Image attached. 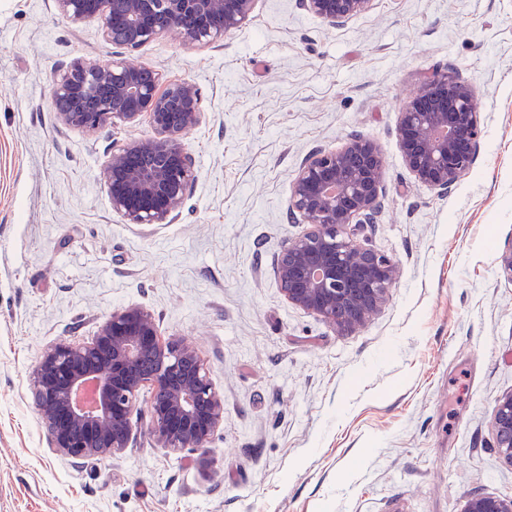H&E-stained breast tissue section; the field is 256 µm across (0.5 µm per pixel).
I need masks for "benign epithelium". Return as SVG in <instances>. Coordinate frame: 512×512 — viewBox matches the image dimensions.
<instances>
[{"mask_svg":"<svg viewBox=\"0 0 512 512\" xmlns=\"http://www.w3.org/2000/svg\"><path fill=\"white\" fill-rule=\"evenodd\" d=\"M256 0H55L77 27L91 17L103 40L134 52L165 33L210 44L245 25ZM373 0H301L332 27L367 12ZM53 105L60 123L94 133L108 123L148 115L153 134L112 151L106 166L112 210L129 224H170L198 177L184 143L202 118L191 80L162 81L154 69L116 58L58 66ZM405 166L421 184L452 192L476 161L480 113L471 86L453 66L437 72L399 113ZM385 164L377 145L353 136L340 149L318 150L292 183L288 211L311 230L287 241L276 277L289 303L321 317L337 332H353L385 304L398 278L388 256L345 235L351 224H375L385 194ZM153 361L149 377L143 360ZM150 384V433L164 448H204L224 421L217 392L197 352L177 340L160 342L153 315L140 306L112 312L94 339L46 349L30 378L41 421L56 451L77 460L117 455L129 444L136 395ZM492 430L498 454L512 465V390L497 401ZM464 512H512V498L473 495Z\"/></svg>","mask_w":512,"mask_h":512,"instance_id":"obj_1","label":"benign epithelium"}]
</instances>
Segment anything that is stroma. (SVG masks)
I'll list each match as a JSON object with an SVG mask.
<instances>
[{"label": "stroma", "instance_id": "35a3bbf8", "mask_svg": "<svg viewBox=\"0 0 512 512\" xmlns=\"http://www.w3.org/2000/svg\"><path fill=\"white\" fill-rule=\"evenodd\" d=\"M98 19L54 0H0V512H463L512 497L494 446L512 390V0H374L332 27L300 0H256L210 45L163 35L128 55L201 90L184 141L198 178L171 224H129L104 176L148 117L93 134L52 104L60 63L107 58ZM454 65L476 94L474 167L451 194L417 182L398 116ZM357 134L387 192L357 243L391 257L385 307L341 334L284 298L275 263L305 232L288 199L304 159ZM150 311L161 340L193 344L224 395L204 448L149 432L150 386L114 457L53 451L29 388L44 349L86 343L112 311ZM464 512H512V498L472 495L465 504Z\"/></svg>", "mask_w": 512, "mask_h": 512}]
</instances>
